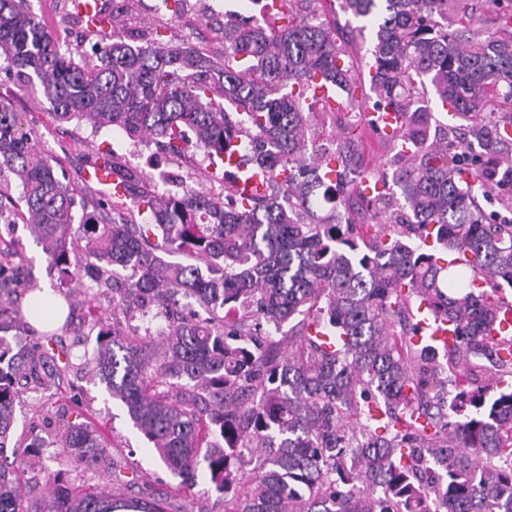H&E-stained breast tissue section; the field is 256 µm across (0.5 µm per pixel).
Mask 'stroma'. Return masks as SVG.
<instances>
[{
  "instance_id": "35a3bbf8",
  "label": "stroma",
  "mask_w": 512,
  "mask_h": 512,
  "mask_svg": "<svg viewBox=\"0 0 512 512\" xmlns=\"http://www.w3.org/2000/svg\"><path fill=\"white\" fill-rule=\"evenodd\" d=\"M27 5L48 29L58 31L63 47L86 58L94 57L98 46L111 42L113 35L125 33L126 16L130 13L168 24L166 39L171 44L198 47L220 56L224 53L225 14L255 19L260 17L263 8L261 0H201L197 10L176 18L164 0H112L115 15L112 25L90 32L81 21L69 16L67 0H27ZM0 100L9 102L14 111L22 114L25 122L36 131L40 146L59 177L74 189L83 185L86 154L98 148L111 150L129 164L159 177L158 188L162 191L172 189V180L176 177L184 183H191L208 165L191 138L185 144L186 160L179 164L170 160L153 141L132 140L122 130H95L73 122L57 123L47 111L32 110L29 97L3 70H0ZM372 110L373 103L368 100L358 111L364 167L369 171L389 172L395 166L394 153L372 125ZM5 258L14 261L26 281L41 288L58 287L56 270L51 269L40 244L29 233L18 212L11 208L0 212V260ZM82 289V294L75 297V306L67 320L53 333L56 347L68 349L78 356L82 355L84 348L95 345L85 312L87 298L96 294L97 287L86 281ZM62 395L64 404L80 408L100 427L109 443L114 463L134 467L136 484L118 487V494L135 497L142 485L148 484L169 492L183 512H224L223 496L211 489L206 480H199L192 489H179L178 478L172 476L155 457L148 442L130 421L125 406L113 399L105 384L88 370L70 376L68 384L62 388ZM37 460L50 473L56 474L59 484L65 486L102 487L109 483L102 470L75 464L56 447L40 449Z\"/></svg>"
}]
</instances>
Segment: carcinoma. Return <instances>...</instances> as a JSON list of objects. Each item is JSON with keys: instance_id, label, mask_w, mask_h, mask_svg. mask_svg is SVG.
<instances>
[{"instance_id": "obj_1", "label": "carcinoma", "mask_w": 512, "mask_h": 512, "mask_svg": "<svg viewBox=\"0 0 512 512\" xmlns=\"http://www.w3.org/2000/svg\"><path fill=\"white\" fill-rule=\"evenodd\" d=\"M280 2L273 24L224 15L220 57L169 45L143 19L91 64L61 50L25 0H0V58L22 85L39 83L34 108L45 99L59 123L153 139L176 162L189 129L211 164L236 151L239 166L266 173L246 203L209 175L160 192L97 151L86 165L109 167L124 193L76 224V192L0 100V169L21 187L58 294L70 298L74 275L112 276L106 306L89 313L93 375L179 487L207 477L224 512H512V336H488L512 290V217L485 213L490 188L474 176L512 151V109L501 110L512 106V35L481 26L472 0H329L333 15L377 22L366 87L350 22L321 19L324 0ZM317 74L351 105L369 91L374 111L403 115L407 150L389 141L398 165L378 175L388 192L356 201L367 224L353 223L346 197L359 175L357 127L309 149ZM434 98L466 131L451 149ZM324 157L339 161L333 182L320 174ZM319 189L327 222L309 209ZM144 213L151 223L137 222ZM430 236L468 264H440ZM20 291L32 293L27 313L14 307ZM184 299L198 311L185 315ZM422 304L450 324L451 344L414 340ZM50 306L0 261V512H106L101 492L56 485L32 498L38 448L108 466L98 427L56 399L68 352L49 339L13 350L26 317L43 320ZM153 307L161 331L131 332L129 315ZM285 325L288 338H276ZM26 392L40 394L47 434L30 443L14 438ZM110 475L121 481L113 466ZM129 502L174 512L149 487Z\"/></svg>"}]
</instances>
